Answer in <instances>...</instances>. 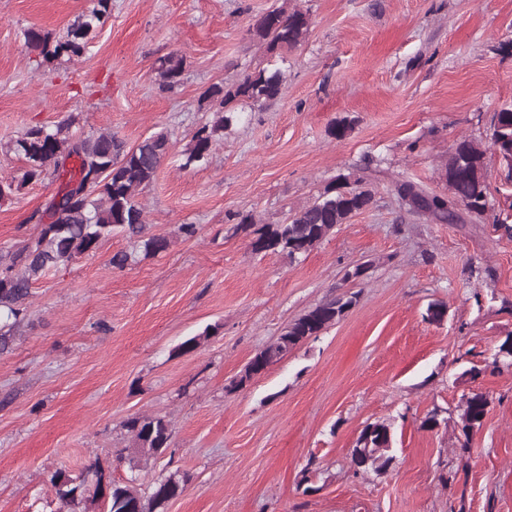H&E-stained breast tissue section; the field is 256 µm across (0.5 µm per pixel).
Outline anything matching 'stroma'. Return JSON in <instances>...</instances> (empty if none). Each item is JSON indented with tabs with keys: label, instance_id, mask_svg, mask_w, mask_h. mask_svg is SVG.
I'll return each mask as SVG.
<instances>
[{
	"label": "stroma",
	"instance_id": "1",
	"mask_svg": "<svg viewBox=\"0 0 512 512\" xmlns=\"http://www.w3.org/2000/svg\"><path fill=\"white\" fill-rule=\"evenodd\" d=\"M274 0H111L106 24L77 56L31 52L24 34L64 33L96 0H0V250L38 231L57 183L23 182L7 148L33 126L75 117L78 135L112 132L135 145L166 131L168 158L139 196L155 256L113 235L40 279L10 352L0 355V512H60L49 483L93 459L122 482L188 475L166 512H512V368L493 355L512 336V233L491 179L485 214L441 224L411 213L394 179L449 196L456 142L487 145L493 113L512 101V0H299L304 43L285 50L283 96L239 119L204 164L184 166L210 116L203 92L265 66L250 27ZM184 57L180 84L155 69ZM353 120L345 138L331 134ZM341 173L373 195L311 252L254 253L235 213L282 223ZM194 224L195 236L180 227ZM131 259L121 269L117 252ZM371 262L360 280L347 269ZM353 293L339 321L237 391L230 381L294 319ZM446 307L428 319L430 303ZM203 335L194 351L178 346ZM480 371L468 376L469 368ZM492 403L471 438L457 427L464 394ZM439 410L432 430L421 422ZM157 414L171 445L148 467L117 461L124 421ZM386 420L395 461L355 474L360 430ZM184 71V58L179 55H169L160 60L156 68V79L159 88L162 90H171L181 82V76Z\"/></svg>",
	"mask_w": 512,
	"mask_h": 512
}]
</instances>
